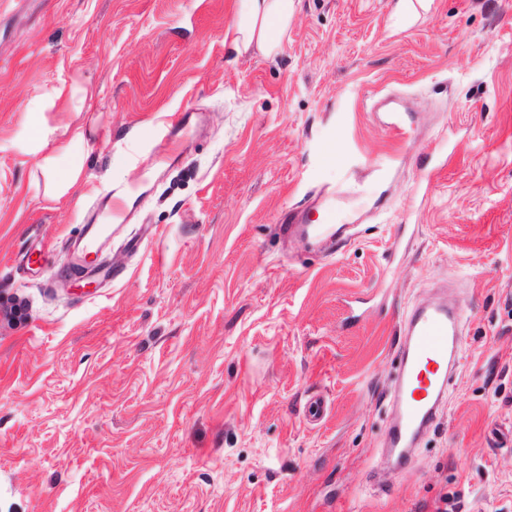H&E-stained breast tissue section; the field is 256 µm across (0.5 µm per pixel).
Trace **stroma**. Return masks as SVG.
<instances>
[{
  "label": "stroma",
  "instance_id": "1",
  "mask_svg": "<svg viewBox=\"0 0 512 512\" xmlns=\"http://www.w3.org/2000/svg\"><path fill=\"white\" fill-rule=\"evenodd\" d=\"M235 11L0 0V298L25 309L0 318V512H512V0L411 23L300 0L272 59L225 44ZM75 78L93 111L46 105ZM36 123L88 133L89 179L58 201ZM116 184L118 276L70 287ZM294 210L332 247L284 234ZM443 288L467 317L456 374L379 488L398 317Z\"/></svg>",
  "mask_w": 512,
  "mask_h": 512
}]
</instances>
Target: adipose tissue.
Listing matches in <instances>:
<instances>
[{"label": "adipose tissue", "mask_w": 512, "mask_h": 512, "mask_svg": "<svg viewBox=\"0 0 512 512\" xmlns=\"http://www.w3.org/2000/svg\"><path fill=\"white\" fill-rule=\"evenodd\" d=\"M295 10L296 0H237L235 23L226 32L233 51L240 54L255 49L266 56L277 54ZM32 150L42 154V170L54 176L55 198L64 197L84 179L88 153L82 128H75L63 142L52 131L38 129Z\"/></svg>", "instance_id": "1"}]
</instances>
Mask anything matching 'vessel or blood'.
<instances>
[{"instance_id": "b4317fda", "label": "vessel or blood", "mask_w": 512, "mask_h": 512, "mask_svg": "<svg viewBox=\"0 0 512 512\" xmlns=\"http://www.w3.org/2000/svg\"><path fill=\"white\" fill-rule=\"evenodd\" d=\"M463 319L462 309L444 293L413 306L401 317L400 365L384 436V450L396 457L398 470L411 466L413 447L445 400Z\"/></svg>"}]
</instances>
